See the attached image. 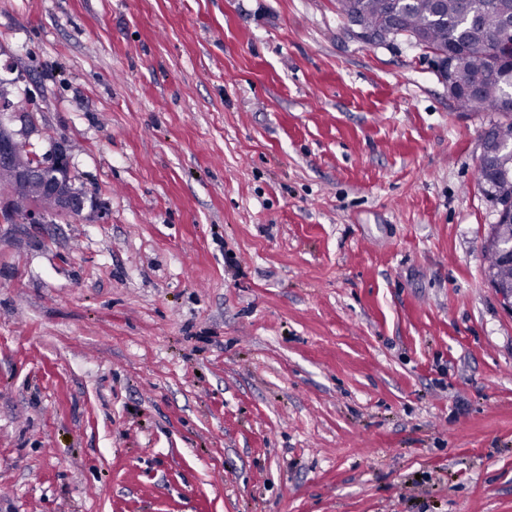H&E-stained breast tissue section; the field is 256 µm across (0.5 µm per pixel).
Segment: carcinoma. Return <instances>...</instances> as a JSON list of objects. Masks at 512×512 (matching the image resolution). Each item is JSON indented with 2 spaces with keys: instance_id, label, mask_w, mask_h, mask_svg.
Returning a JSON list of instances; mask_svg holds the SVG:
<instances>
[{
  "instance_id": "cac0c4a2",
  "label": "carcinoma",
  "mask_w": 512,
  "mask_h": 512,
  "mask_svg": "<svg viewBox=\"0 0 512 512\" xmlns=\"http://www.w3.org/2000/svg\"><path fill=\"white\" fill-rule=\"evenodd\" d=\"M337 10L348 23H355L376 37L390 35L395 41L415 37L425 45L450 55V79L459 90L458 109L463 112H503L504 100L512 92V56L492 53L509 31L512 0H411L406 10L391 0H336ZM475 15L470 27L466 19ZM485 192L498 204L512 201V150L493 155L478 171ZM488 276L503 284L512 282V266L487 253Z\"/></svg>"
}]
</instances>
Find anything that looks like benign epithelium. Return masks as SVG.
Masks as SVG:
<instances>
[{
  "mask_svg": "<svg viewBox=\"0 0 512 512\" xmlns=\"http://www.w3.org/2000/svg\"><path fill=\"white\" fill-rule=\"evenodd\" d=\"M24 117V127L18 131L0 124V173L5 176L0 183V224L46 223L48 214L37 197L29 198L24 220H18L14 213L15 200L28 194L34 185L54 200V217L68 220L82 216L87 201L85 192L76 186L73 179L60 177L68 160L64 149L58 148L32 161H26L18 154V139L29 138L40 132L34 114L26 112ZM485 248L497 252L503 260L512 264V239H502L492 234L485 242Z\"/></svg>",
  "mask_w": 512,
  "mask_h": 512,
  "instance_id": "benign-epithelium-1",
  "label": "benign epithelium"
}]
</instances>
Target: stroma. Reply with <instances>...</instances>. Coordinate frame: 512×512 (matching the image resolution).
<instances>
[{
  "instance_id": "obj_1",
  "label": "stroma",
  "mask_w": 512,
  "mask_h": 512,
  "mask_svg": "<svg viewBox=\"0 0 512 512\" xmlns=\"http://www.w3.org/2000/svg\"><path fill=\"white\" fill-rule=\"evenodd\" d=\"M336 0H0L82 218L0 225V512H512L491 116Z\"/></svg>"
}]
</instances>
